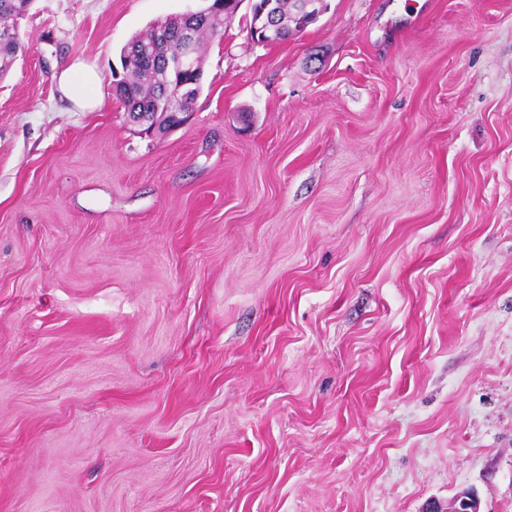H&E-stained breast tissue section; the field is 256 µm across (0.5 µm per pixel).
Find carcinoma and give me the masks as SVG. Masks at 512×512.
Wrapping results in <instances>:
<instances>
[{
    "label": "carcinoma",
    "instance_id": "1",
    "mask_svg": "<svg viewBox=\"0 0 512 512\" xmlns=\"http://www.w3.org/2000/svg\"><path fill=\"white\" fill-rule=\"evenodd\" d=\"M242 0H217L204 7L208 21L191 31L195 71L188 77L189 92L178 93L181 77L168 65L160 53L157 31L162 29L178 41L185 29L184 16L158 20L144 34L134 36L122 53V68L126 75L117 83L116 94L135 123L148 124L164 129L172 124L176 112H190L202 90V41L209 36L219 37L224 30V20L233 17ZM300 0H274L278 20L282 28L279 40L285 41L302 30L303 19L299 17ZM29 0H0V32L9 30L6 20L22 13ZM23 45L19 38H0V72L9 69V61L16 57Z\"/></svg>",
    "mask_w": 512,
    "mask_h": 512
}]
</instances>
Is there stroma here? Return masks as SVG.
Listing matches in <instances>:
<instances>
[{"instance_id": "35a3bbf8", "label": "stroma", "mask_w": 512, "mask_h": 512, "mask_svg": "<svg viewBox=\"0 0 512 512\" xmlns=\"http://www.w3.org/2000/svg\"><path fill=\"white\" fill-rule=\"evenodd\" d=\"M202 4L15 22L0 512H512V0H326L276 43L242 0L145 132L122 50ZM57 80L63 94L81 111L93 110L101 105L98 88L102 78L96 67L77 60L61 70ZM422 512H480V500L473 490L461 489L452 496L448 508L433 502Z\"/></svg>"}]
</instances>
